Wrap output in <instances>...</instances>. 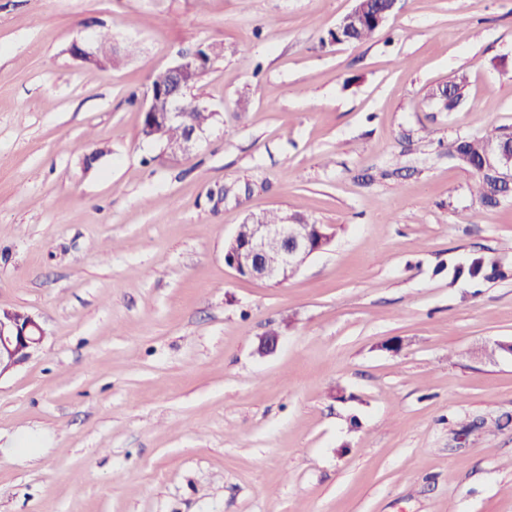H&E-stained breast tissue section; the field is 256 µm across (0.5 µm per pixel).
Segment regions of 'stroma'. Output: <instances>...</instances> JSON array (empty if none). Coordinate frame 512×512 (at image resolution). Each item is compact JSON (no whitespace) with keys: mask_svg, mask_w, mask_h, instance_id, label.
<instances>
[{"mask_svg":"<svg viewBox=\"0 0 512 512\" xmlns=\"http://www.w3.org/2000/svg\"><path fill=\"white\" fill-rule=\"evenodd\" d=\"M352 6L0 0V308L46 332L0 376V512H512V354L474 352L512 341V275L453 276L512 272V197L483 210L448 155L512 128V0L327 43ZM100 28L104 71L68 52ZM210 42L217 120L163 156L149 77ZM275 209L334 238L272 286L224 243ZM465 83L464 77L455 78L449 81L448 84L433 89L431 96H440V92L449 86L448 96L443 101L444 112H457L465 101Z\"/></svg>","mask_w":512,"mask_h":512,"instance_id":"35a3bbf8","label":"stroma"}]
</instances>
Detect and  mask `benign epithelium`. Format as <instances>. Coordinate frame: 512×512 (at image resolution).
Wrapping results in <instances>:
<instances>
[{"label":"benign epithelium","instance_id":"obj_1","mask_svg":"<svg viewBox=\"0 0 512 512\" xmlns=\"http://www.w3.org/2000/svg\"><path fill=\"white\" fill-rule=\"evenodd\" d=\"M367 9L366 0H355L354 6L336 24L333 33L339 42L350 41L349 28L354 26L362 11ZM213 45L180 52L167 66L170 82L165 86L149 87L142 112L150 114L148 124L142 127V135L151 139L169 157L186 156L206 139L209 128L187 124L188 112L208 110L191 94L197 75L208 71L214 63ZM70 55L87 68H105L112 62V52L93 38L82 37L72 41ZM183 123L185 135L178 141L158 138L157 126ZM480 175L488 174L487 191L497 199L512 194V149L492 147ZM249 231L237 233L225 243L224 262L244 278L280 284L292 276L306 260L328 247L333 234L324 224H267L262 217L251 215L245 219ZM44 330L27 312L21 315L6 309L0 310V376L30 358L41 344Z\"/></svg>","mask_w":512,"mask_h":512}]
</instances>
